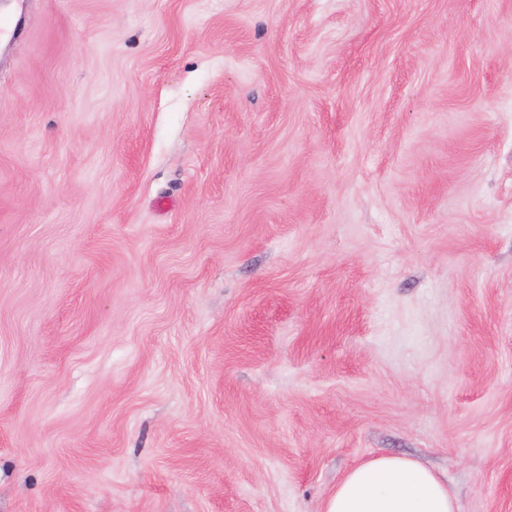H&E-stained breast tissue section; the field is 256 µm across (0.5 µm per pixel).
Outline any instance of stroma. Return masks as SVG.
Segmentation results:
<instances>
[{
	"instance_id": "1",
	"label": "stroma",
	"mask_w": 512,
	"mask_h": 512,
	"mask_svg": "<svg viewBox=\"0 0 512 512\" xmlns=\"http://www.w3.org/2000/svg\"><path fill=\"white\" fill-rule=\"evenodd\" d=\"M0 20V512H512V0ZM448 486L419 462L379 456L351 468L323 512H456Z\"/></svg>"
}]
</instances>
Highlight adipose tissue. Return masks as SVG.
<instances>
[{
    "label": "adipose tissue",
    "mask_w": 512,
    "mask_h": 512,
    "mask_svg": "<svg viewBox=\"0 0 512 512\" xmlns=\"http://www.w3.org/2000/svg\"><path fill=\"white\" fill-rule=\"evenodd\" d=\"M447 486L419 462L379 456L351 468L323 512H456Z\"/></svg>",
    "instance_id": "obj_1"
}]
</instances>
